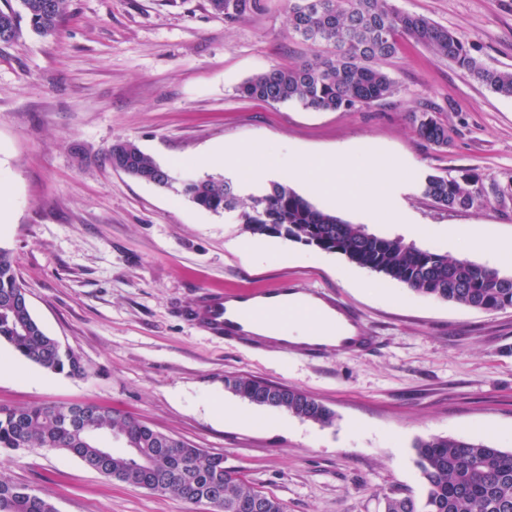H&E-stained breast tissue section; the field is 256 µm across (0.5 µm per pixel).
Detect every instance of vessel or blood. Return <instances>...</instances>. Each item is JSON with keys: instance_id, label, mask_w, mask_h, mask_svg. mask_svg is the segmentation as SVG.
<instances>
[{"instance_id": "vessel-or-blood-1", "label": "vessel or blood", "mask_w": 512, "mask_h": 512, "mask_svg": "<svg viewBox=\"0 0 512 512\" xmlns=\"http://www.w3.org/2000/svg\"><path fill=\"white\" fill-rule=\"evenodd\" d=\"M319 291H297L294 288H245L234 293L203 291L189 300L181 311L182 317L206 335L245 346L261 341L262 330H272L285 351H301L317 356L325 351L321 342L290 344L286 334L294 322L322 320L325 310L318 305ZM354 317L337 326L333 349L336 352L368 348L370 337L353 332Z\"/></svg>"}]
</instances>
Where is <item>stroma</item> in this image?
<instances>
[{"label": "stroma", "instance_id": "1", "mask_svg": "<svg viewBox=\"0 0 512 512\" xmlns=\"http://www.w3.org/2000/svg\"><path fill=\"white\" fill-rule=\"evenodd\" d=\"M235 23L209 0H69L52 35L23 28L0 43V184L12 221L0 231L44 330L77 354L81 378L0 355V407L91 403L224 456L286 512H382L391 489L423 491L415 445L434 436L512 451V307L485 312L412 292L396 280L286 239L246 251L242 225L175 192L114 169L110 147L135 141L160 165L237 180L236 147L275 166L319 208L379 236L400 237L489 266L462 250L473 231L512 247V98L495 94L428 47L404 41L384 69L392 97L350 112H314L240 97L248 78L310 57L288 30V0ZM461 34L471 54L512 70V0H393ZM430 103L451 142L421 140L408 112ZM225 146L223 165L198 155ZM380 153L412 235L392 212L359 214L293 178L302 155ZM469 170L487 194L444 210L422 196L429 174ZM319 288L378 336L367 354L322 359L268 343L243 347L206 336L180 315L202 290L282 284ZM245 375L312 396L335 414L321 425L248 405L243 422L218 417L240 399L225 377ZM0 480L48 499L56 512H207L113 483L58 449L0 454Z\"/></svg>", "mask_w": 512, "mask_h": 512}]
</instances>
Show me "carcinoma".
Instances as JSON below:
<instances>
[{"instance_id": "obj_1", "label": "carcinoma", "mask_w": 512, "mask_h": 512, "mask_svg": "<svg viewBox=\"0 0 512 512\" xmlns=\"http://www.w3.org/2000/svg\"><path fill=\"white\" fill-rule=\"evenodd\" d=\"M68 0H20L23 12L0 7V43L21 34V18L39 34L56 32ZM211 9L228 23L261 9V0H209ZM288 24L296 37L317 47L312 57L259 73L243 82L237 93L268 104H294L305 110L348 112L385 100L398 91L382 63L393 57L403 38L429 47L455 63L493 92L512 98V70L489 68L471 56L464 40L423 15L401 11L392 0H288ZM415 133L429 145L444 149L448 127L428 109L408 113ZM112 165L138 180L176 191L197 207L244 225L253 235L284 237L339 253L349 261L435 299L482 311L512 307V276L466 259H453L378 236L316 207L282 182L269 186L234 182L224 177L177 178L144 154L133 141L109 149ZM422 194L437 206L454 210L484 196L480 180L470 174H428ZM25 288L10 256L0 248V344L40 368L81 377L80 358L49 336L22 302ZM225 384L244 401L283 410L322 425L333 412L297 389L252 377H234ZM117 435L125 451L101 445L105 434ZM172 455L159 445L157 433L124 415H104L82 404H41L0 407V449L56 448L87 466L108 473V480L144 486L166 483L164 495L196 503L213 484L224 489V512H242L239 503L259 498L263 512H284L282 503L250 486L240 471L224 467L221 455H206L175 440ZM424 491L417 498L403 489L386 495L385 512H512V452L463 439L433 437L415 445ZM0 512H55L45 498L0 481Z\"/></svg>"}]
</instances>
